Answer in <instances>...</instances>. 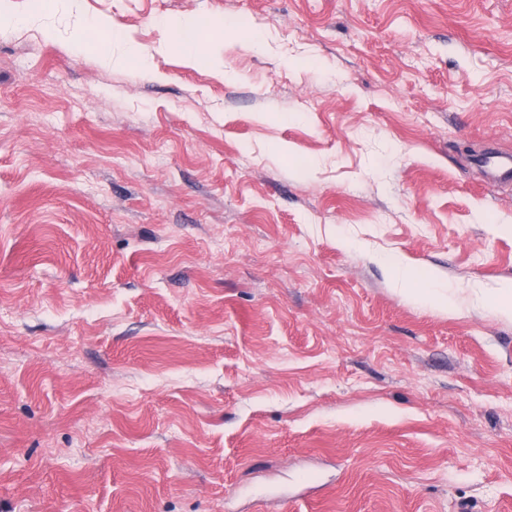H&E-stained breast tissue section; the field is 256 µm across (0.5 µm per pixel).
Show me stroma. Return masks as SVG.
<instances>
[{"label":"stroma","instance_id":"35a3bbf8","mask_svg":"<svg viewBox=\"0 0 512 512\" xmlns=\"http://www.w3.org/2000/svg\"><path fill=\"white\" fill-rule=\"evenodd\" d=\"M0 4V512H512V0ZM216 28L204 20L194 21L184 26L177 27L174 31L176 41L181 45H186L200 35L209 36L215 32ZM508 156V158L503 159L501 156L489 152L480 159V163L492 177V180L512 183V157ZM401 271V280L404 286L399 290L404 299L415 304L431 305L440 312L448 313V315H453L458 311L457 300L448 294V287L434 284L431 288H424L413 282L407 265Z\"/></svg>","mask_w":512,"mask_h":512}]
</instances>
